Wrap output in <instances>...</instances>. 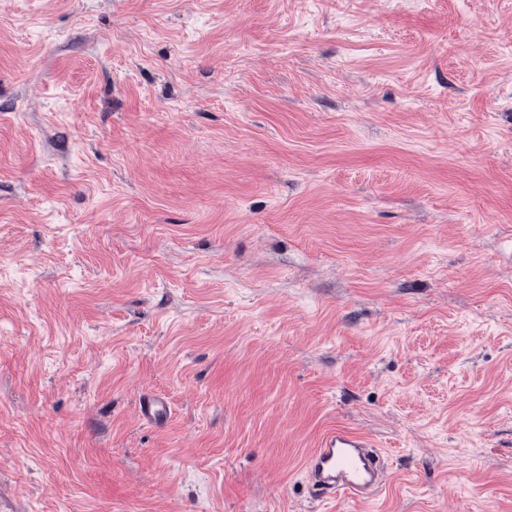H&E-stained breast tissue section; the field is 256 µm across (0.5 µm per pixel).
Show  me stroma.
<instances>
[{
  "instance_id": "stroma-1",
  "label": "stroma",
  "mask_w": 512,
  "mask_h": 512,
  "mask_svg": "<svg viewBox=\"0 0 512 512\" xmlns=\"http://www.w3.org/2000/svg\"><path fill=\"white\" fill-rule=\"evenodd\" d=\"M0 512H512V0H0ZM138 412L142 420L159 423L169 414V401L156 393L142 394L138 401ZM304 474L319 498L343 492L365 500L384 484L386 467L371 440L354 430L336 428L307 457Z\"/></svg>"
}]
</instances>
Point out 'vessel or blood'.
Masks as SVG:
<instances>
[{
  "label": "vessel or blood",
  "instance_id": "b4317fda",
  "mask_svg": "<svg viewBox=\"0 0 512 512\" xmlns=\"http://www.w3.org/2000/svg\"><path fill=\"white\" fill-rule=\"evenodd\" d=\"M138 412L142 420L157 423L168 416L169 402L159 394L146 393L139 398ZM304 474L319 497L343 492L365 500L384 484L386 467L371 440L354 430L337 428L307 457Z\"/></svg>",
  "mask_w": 512,
  "mask_h": 512
}]
</instances>
